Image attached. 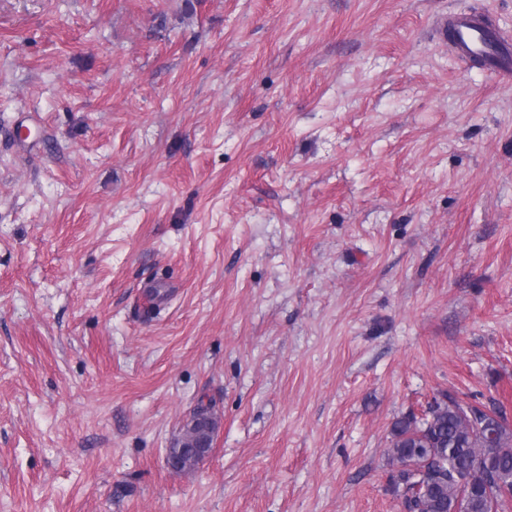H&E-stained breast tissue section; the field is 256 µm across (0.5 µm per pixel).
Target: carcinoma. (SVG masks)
<instances>
[{
	"instance_id": "1",
	"label": "carcinoma",
	"mask_w": 512,
	"mask_h": 512,
	"mask_svg": "<svg viewBox=\"0 0 512 512\" xmlns=\"http://www.w3.org/2000/svg\"><path fill=\"white\" fill-rule=\"evenodd\" d=\"M386 454L405 512H512V421L496 402L436 398L394 423Z\"/></svg>"
}]
</instances>
